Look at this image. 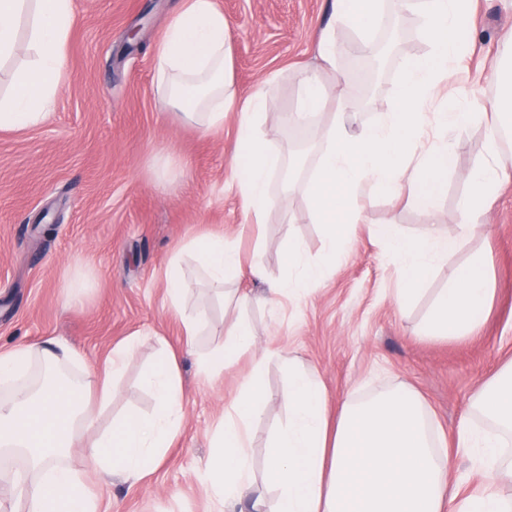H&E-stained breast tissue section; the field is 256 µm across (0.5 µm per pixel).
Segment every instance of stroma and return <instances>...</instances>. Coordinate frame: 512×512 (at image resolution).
I'll list each match as a JSON object with an SVG mask.
<instances>
[{"label": "stroma", "instance_id": "obj_1", "mask_svg": "<svg viewBox=\"0 0 512 512\" xmlns=\"http://www.w3.org/2000/svg\"><path fill=\"white\" fill-rule=\"evenodd\" d=\"M181 0H79L67 69L51 114L39 126L0 131V349L59 338L88 366L101 364L112 347L131 334L139 340L98 427L110 429L127 410L150 413L152 396L140 385L161 344L172 347L184 383V421L163 460L142 482L114 481L99 492L100 512H221L202 481L213 452V432L224 404L248 373V359L204 383L196 378L200 354L218 342L225 312L218 294L194 264L183 312L165 295L164 271L181 241L218 231L234 240L243 258L261 251L272 277L285 271L288 243L301 242L310 257L325 251L323 227L304 221L310 202L302 190L290 198L297 217L288 223L273 206L255 228L231 184L238 123L228 113L222 131L205 133L165 109L155 93L153 46L163 36ZM229 23L232 76L240 97L267 80L278 90L262 127L273 148L308 153L313 142H295L279 116L295 106L298 70L314 60L316 41L330 19L328 0H216ZM397 47L381 76L367 68V55L343 56L356 109L373 122L391 107L399 81L398 60L428 53L413 14L394 16ZM475 38L468 65L488 67L501 30L512 27V0H475ZM138 29L139 38L127 34ZM484 129L469 126L448 162L432 213L375 194L354 225V247L326 281L307 289L299 303L277 314L249 313L257 344L270 354L263 367L266 393L261 419L251 431L256 477H263L272 433L288 420L286 376L279 355L297 354L319 374L330 400L348 392L377 393L398 384L417 391L435 425L455 439L475 387L512 361V180L502 183L481 219L483 233L463 263L483 252L495 290L490 310L466 340H426L417 335L429 308L448 285L447 268L429 278L417 302L398 310L397 265L369 228L392 224L412 236L432 221L455 226L468 192L465 172L482 155ZM88 278L84 303L69 306L63 284L74 271ZM203 313L206 327L187 343L181 317Z\"/></svg>", "mask_w": 512, "mask_h": 512}]
</instances>
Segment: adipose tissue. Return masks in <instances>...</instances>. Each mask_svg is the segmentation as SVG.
Instances as JSON below:
<instances>
[{
    "instance_id": "adipose-tissue-1",
    "label": "adipose tissue",
    "mask_w": 512,
    "mask_h": 512,
    "mask_svg": "<svg viewBox=\"0 0 512 512\" xmlns=\"http://www.w3.org/2000/svg\"><path fill=\"white\" fill-rule=\"evenodd\" d=\"M472 0H332L331 19L316 44L317 71L299 80L295 110L282 123L298 127L322 110L324 79L341 80L339 55L354 44L339 42L347 28L359 38L385 28L391 13L420 19L429 52L405 62L389 112L363 126L350 93H342L336 118L321 131L312 172L304 182L312 204L308 222L324 227L326 251L311 259L296 241L288 244L285 274L269 277L260 253L243 258L235 242L220 234L190 239L166 267L168 300L182 309L187 285L184 265L193 262L209 285L222 291L237 313L224 328V340L198 364L208 380L250 357L251 370L227 402L214 434V451L204 470L209 494L224 512H512V499L497 489L512 473V363L483 382L469 407L484 424L463 419L458 445L481 476L478 492L462 493L450 474L448 443L432 425L421 395L397 386L364 398L345 397L328 419V395L319 376L298 357L284 355L288 374V421L274 435L266 463V483L255 479L251 430L261 417L265 390L261 368L268 352L258 351L245 313L261 306L277 312L283 300H298L306 288L326 280L337 259L351 248L350 227L359 223L371 192L432 210L448 176V161L472 122L485 131L481 162L468 169L469 187L454 229L422 225L416 236L379 224L372 235L402 272L395 293L398 307L410 304L434 270L463 249L481 230L479 220L501 184L512 178V28L501 32L500 49L483 83L494 94L465 89L449 92L472 40ZM77 19L76 0H0V67L10 66V90L0 94V130L28 129L42 123L55 104L66 75V58ZM232 46L224 13L215 0H184L155 50L156 86L163 106L210 132L224 126V115H238L233 182L254 224H262L273 203L270 185L292 161L273 149L262 130L270 89L239 97L231 71ZM263 283L262 292L225 290L229 276ZM494 290L483 257L451 270L421 337L463 339L477 329ZM136 337L115 346L104 362L69 375L77 353L49 339L0 351V455L10 451L25 461L28 480L11 495L25 512H97V497L82 473L62 463L75 439H82L100 482L119 476L141 482L171 447L183 425V385L179 361L162 348L142 383L154 398L151 413L128 412L106 434L97 430L96 408L107 407L116 382L135 353Z\"/></svg>"
}]
</instances>
